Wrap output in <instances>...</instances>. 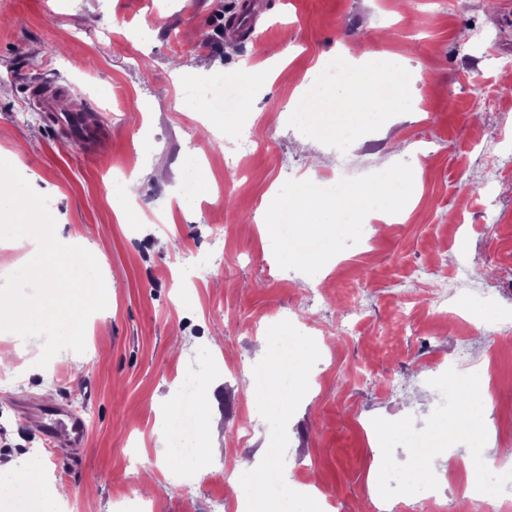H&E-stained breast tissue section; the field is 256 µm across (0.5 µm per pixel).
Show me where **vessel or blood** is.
Here are the masks:
<instances>
[{
  "label": "vessel or blood",
  "instance_id": "1",
  "mask_svg": "<svg viewBox=\"0 0 512 512\" xmlns=\"http://www.w3.org/2000/svg\"><path fill=\"white\" fill-rule=\"evenodd\" d=\"M244 17L228 35L247 39L260 18L263 8L260 0H244ZM32 101L42 112L49 113L53 125L75 146L86 152L98 151L104 144L107 131L87 118V109L81 97L63 84L38 83L32 88Z\"/></svg>",
  "mask_w": 512,
  "mask_h": 512
}]
</instances>
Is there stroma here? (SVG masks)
<instances>
[{"label": "stroma", "instance_id": "35a3bbf8", "mask_svg": "<svg viewBox=\"0 0 512 512\" xmlns=\"http://www.w3.org/2000/svg\"><path fill=\"white\" fill-rule=\"evenodd\" d=\"M240 0H0V158L49 198L56 236L96 258L109 302L85 328V351L64 350L46 367L15 334L0 332L13 380H0V478L19 483L27 451L45 445L43 410L61 405L87 425L81 457L66 440L47 453L43 494H66L63 512H115L129 497L151 512H241L248 497L225 488L217 469L264 456L274 439L281 464L334 500L329 512H366L368 485L383 486L381 506L418 502L409 478L417 448L440 441L448 376L484 369L495 324L512 323V0H265L250 39L225 40L222 23ZM387 52L420 81L411 107L392 112L335 144L301 152L308 134L289 108L299 87L324 67L344 66L357 47ZM277 58L272 85L253 89L237 128L267 143L242 154L229 193L222 138L198 136L183 89L191 77L238 78L242 62ZM192 73H179L180 63ZM59 81L104 122L111 143L88 155L29 105L32 85ZM400 144L413 171V198L396 224L368 220L370 243L332 257L314 276L278 266L259 233L270 195L287 180L372 173L371 158ZM200 155L209 184L179 203L187 153ZM138 179L141 224L112 207L114 172ZM224 253L193 283L179 277L183 255L208 250L216 232ZM169 240L157 251L158 238ZM466 262L467 286L487 293L452 300L461 321L436 323L430 288ZM362 318L337 336L336 318ZM329 354L307 351L312 327ZM291 336L294 357L320 366L298 382L280 416L246 372L261 367L259 335ZM203 372L201 395L221 425L222 455L205 459L186 489L170 479L159 411L176 405L182 375ZM512 349L485 397L490 433L459 437L455 453L512 448ZM250 423L251 435L237 429ZM401 477L386 478L381 456ZM440 484L428 512H456L466 489L462 466L437 461Z\"/></svg>", "mask_w": 512, "mask_h": 512}]
</instances>
